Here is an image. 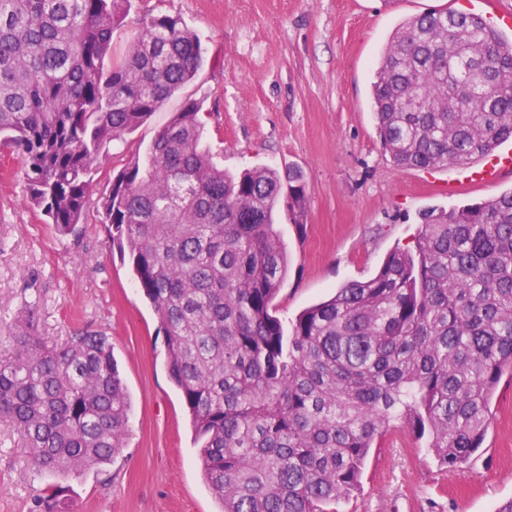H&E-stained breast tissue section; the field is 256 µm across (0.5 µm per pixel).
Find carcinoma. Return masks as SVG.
Masks as SVG:
<instances>
[{
	"mask_svg": "<svg viewBox=\"0 0 512 512\" xmlns=\"http://www.w3.org/2000/svg\"><path fill=\"white\" fill-rule=\"evenodd\" d=\"M132 0H0V135L29 197L62 235L82 220L102 150L194 80L200 38L178 16L112 37ZM383 146L402 168L468 164L512 137V42L475 13L438 11L394 31L372 85ZM187 100L102 202L112 243L159 315L171 381L200 442L220 512H331L358 489L373 442L398 423L443 465L483 445L491 400L512 381V191L421 213L413 248L336 289L289 328L274 313L288 259L284 202L301 227L300 174L238 177L201 148ZM27 304L0 363V417L36 474L109 464L129 395L111 337L60 347ZM67 486L34 490L30 512H68Z\"/></svg>",
	"mask_w": 512,
	"mask_h": 512,
	"instance_id": "cac0c4a2",
	"label": "carcinoma"
}]
</instances>
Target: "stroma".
Wrapping results in <instances>:
<instances>
[{
    "label": "stroma",
    "instance_id": "obj_1",
    "mask_svg": "<svg viewBox=\"0 0 512 512\" xmlns=\"http://www.w3.org/2000/svg\"><path fill=\"white\" fill-rule=\"evenodd\" d=\"M445 9L486 16L512 12V0H133L113 52L125 51L142 20L168 14L198 33L207 62L146 124L102 152L84 217L65 237L30 202L20 158L0 145V358L36 295L47 345L86 328L111 336L131 399L119 455L63 477L71 512L221 509L168 375L160 319L102 222L114 176L188 99L202 101L204 143L226 171H300L303 227L285 207L274 215L288 255L275 314L294 322L336 288L372 277L393 249L412 247L424 209L512 190V169L493 184H468L454 167H399L381 143L372 100L380 54L403 20ZM491 411L481 449L463 466L439 464L426 439L389 428L338 512H495L512 499V383H500ZM51 480L30 471L16 430L0 421V512H29L32 487Z\"/></svg>",
    "mask_w": 512,
    "mask_h": 512
}]
</instances>
